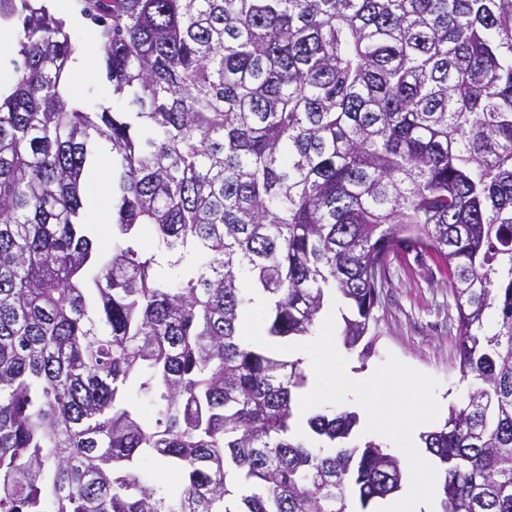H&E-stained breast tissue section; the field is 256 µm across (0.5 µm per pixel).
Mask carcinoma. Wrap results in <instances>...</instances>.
<instances>
[{
	"mask_svg": "<svg viewBox=\"0 0 512 512\" xmlns=\"http://www.w3.org/2000/svg\"><path fill=\"white\" fill-rule=\"evenodd\" d=\"M123 100L88 111L46 0H0V512H348L402 488L354 412L292 433L312 333L371 353L388 258L432 252L476 386L421 435L442 512H512V0H75ZM112 146V252L83 193ZM148 228L153 247L142 249ZM153 406L142 417L137 401ZM154 460L174 474L143 476Z\"/></svg>",
	"mask_w": 512,
	"mask_h": 512,
	"instance_id": "1",
	"label": "carcinoma"
}]
</instances>
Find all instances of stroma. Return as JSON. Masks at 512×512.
Masks as SVG:
<instances>
[{"instance_id":"1","label":"stroma","mask_w":512,"mask_h":512,"mask_svg":"<svg viewBox=\"0 0 512 512\" xmlns=\"http://www.w3.org/2000/svg\"><path fill=\"white\" fill-rule=\"evenodd\" d=\"M376 342L368 357L351 351L352 369L375 372L389 357L437 380L439 419L463 399L471 377L459 369L456 305L446 267L430 252L412 248L391 255L384 287L373 310Z\"/></svg>"}]
</instances>
